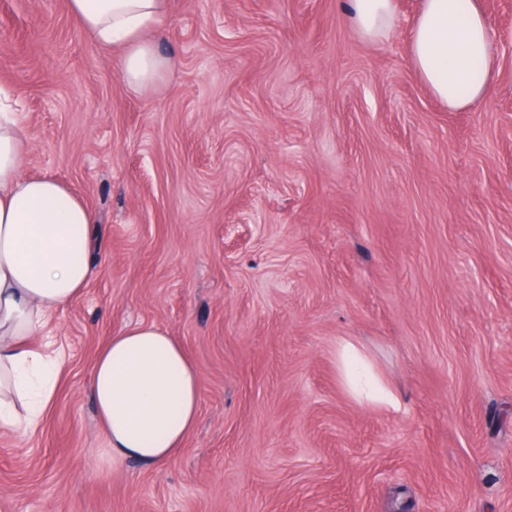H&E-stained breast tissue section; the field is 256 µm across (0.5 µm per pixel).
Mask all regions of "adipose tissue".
<instances>
[{
	"label": "adipose tissue",
	"mask_w": 512,
	"mask_h": 512,
	"mask_svg": "<svg viewBox=\"0 0 512 512\" xmlns=\"http://www.w3.org/2000/svg\"><path fill=\"white\" fill-rule=\"evenodd\" d=\"M170 0H67L69 12L101 47L122 52L126 82L145 88L165 63L152 31ZM348 12L367 38L386 36L396 0H349ZM409 55L421 80L449 109L481 100L494 62L487 21L476 0H421ZM480 60L481 78L470 64ZM25 115L0 93V427L27 437L52 402L62 351L45 353L53 315L79 297L92 275L95 213L67 184L24 174ZM89 392L110 457L159 464L194 428L200 376L163 328L140 324L111 336L98 351Z\"/></svg>",
	"instance_id": "adipose-tissue-1"
}]
</instances>
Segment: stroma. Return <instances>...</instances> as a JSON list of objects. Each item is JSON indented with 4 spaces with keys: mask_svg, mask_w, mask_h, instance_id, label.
<instances>
[{
    "mask_svg": "<svg viewBox=\"0 0 512 512\" xmlns=\"http://www.w3.org/2000/svg\"><path fill=\"white\" fill-rule=\"evenodd\" d=\"M419 4L368 40L343 0H171L143 91L66 0H0L25 171L97 217L46 422L0 427V512H512V0H478L495 68L459 112L409 62ZM141 323L201 381L161 464L111 460L87 392ZM344 340L397 408L348 392Z\"/></svg>",
    "mask_w": 512,
    "mask_h": 512,
    "instance_id": "stroma-1",
    "label": "stroma"
}]
</instances>
